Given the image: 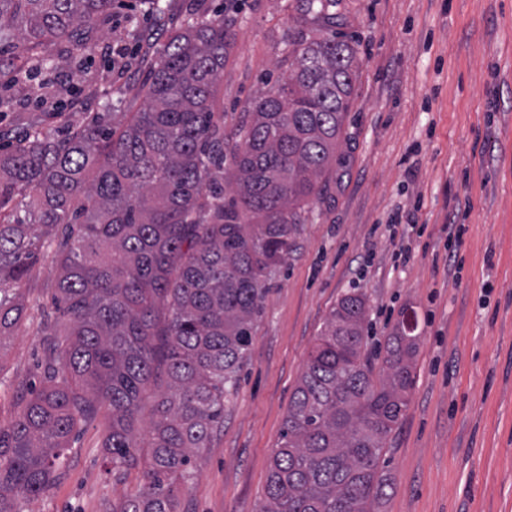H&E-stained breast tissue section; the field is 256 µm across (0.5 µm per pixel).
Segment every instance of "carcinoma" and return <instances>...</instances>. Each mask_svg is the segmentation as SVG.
Here are the masks:
<instances>
[{
    "instance_id": "1",
    "label": "carcinoma",
    "mask_w": 512,
    "mask_h": 512,
    "mask_svg": "<svg viewBox=\"0 0 512 512\" xmlns=\"http://www.w3.org/2000/svg\"><path fill=\"white\" fill-rule=\"evenodd\" d=\"M115 0H0V49L29 67L50 45L85 50ZM338 0H297L283 41L288 76L249 104L224 159L218 84L231 46L224 15L169 31L120 129L101 117L55 136L36 120L0 146V341L23 319L20 286L37 242L62 232L59 359L47 385L0 426V512L36 499L58 476L77 424L104 408L102 448L139 464L147 385L144 483L112 512H177L174 482L224 422L268 281L292 252L352 104L356 50L336 33ZM229 162L234 197L211 169ZM366 303L348 294L316 337L274 450L259 512H377L390 487L383 449L415 383V336L401 321L379 372L363 357Z\"/></svg>"
}]
</instances>
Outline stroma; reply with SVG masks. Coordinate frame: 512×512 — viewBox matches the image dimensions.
<instances>
[{
	"label": "stroma",
	"instance_id": "obj_1",
	"mask_svg": "<svg viewBox=\"0 0 512 512\" xmlns=\"http://www.w3.org/2000/svg\"><path fill=\"white\" fill-rule=\"evenodd\" d=\"M117 0L94 48L0 94V143L33 116L63 134L102 110L118 128L140 108L161 27L222 13L224 142L247 105L287 75L282 38L296 0ZM339 31L356 48L353 101L321 200L268 284L224 425L176 483L179 512H257L292 394L338 300L363 294V353L381 366L403 310L416 320V378L383 451L391 484L380 512H512V0H341ZM67 107L66 122L53 111ZM462 227L448 240L443 227ZM409 258H401L402 247ZM56 248L23 291L25 317L0 352V426L43 383L55 319ZM97 413L67 460L21 512H110L142 484L101 449Z\"/></svg>",
	"mask_w": 512,
	"mask_h": 512
}]
</instances>
